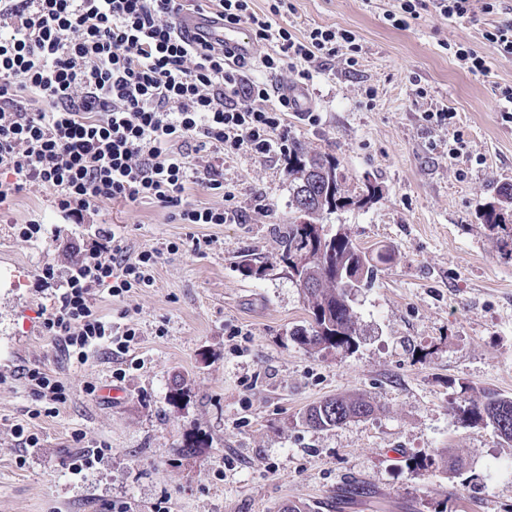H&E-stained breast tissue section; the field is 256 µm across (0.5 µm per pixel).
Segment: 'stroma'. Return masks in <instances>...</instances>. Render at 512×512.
<instances>
[{"label": "stroma", "mask_w": 512, "mask_h": 512, "mask_svg": "<svg viewBox=\"0 0 512 512\" xmlns=\"http://www.w3.org/2000/svg\"><path fill=\"white\" fill-rule=\"evenodd\" d=\"M293 5L291 31L347 29L363 47L357 69L339 56L309 82L318 125L288 117L309 153L339 163L349 196L378 188L368 204L323 217L375 259L372 284L353 297L356 346L315 351L295 340L309 316L282 259L295 216L288 165L242 154L225 159L224 182L243 223L172 224L156 204L109 205L131 251L162 250L156 283L97 300L108 319L140 331L124 379L106 349L84 365L67 361L23 326V309L47 302L37 268L66 262L71 240L50 191L31 187L0 205V512H104L113 502L130 512L163 503L170 512H512V477L494 472L512 464V442L456 412L486 390L512 397V259L480 219L512 183V124L499 108L512 56L483 37L512 21V0L463 20L430 7L405 29L386 19L398 0ZM459 45L487 57V75L460 66ZM443 108L456 114L453 130L422 119ZM456 132L465 147L453 159ZM34 216L59 228V241L18 238L15 225ZM192 236L211 237L210 249L166 253ZM29 363L65 383L57 416L30 418V388L13 375ZM112 387L122 400L105 396ZM356 395L373 402L372 416L304 423L313 404ZM16 424L38 433L41 448H22ZM103 444L104 459L72 477L65 460ZM444 455L454 471L439 468Z\"/></svg>", "instance_id": "1"}]
</instances>
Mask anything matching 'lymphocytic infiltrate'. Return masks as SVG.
Here are the masks:
<instances>
[{"mask_svg": "<svg viewBox=\"0 0 512 512\" xmlns=\"http://www.w3.org/2000/svg\"><path fill=\"white\" fill-rule=\"evenodd\" d=\"M225 22L265 47L258 61L229 64L223 47L179 35L184 0H0V203L32 186L48 189L89 245L72 244L67 265L36 272L50 303L41 332L66 358L87 363L99 347L122 358L139 330L107 320L97 293L125 299L156 282L161 252H131L109 204L149 200L174 224H238L223 159L247 153L288 159L287 98H272L255 67L296 69L309 81L336 56L359 64L356 35L336 27L288 28L292 0H210ZM192 154H185V147ZM222 195L220 206L187 199L190 185ZM45 416L67 401L56 373L18 368Z\"/></svg>", "mask_w": 512, "mask_h": 512, "instance_id": "f902f5d3", "label": "lymphocytic infiltrate"}]
</instances>
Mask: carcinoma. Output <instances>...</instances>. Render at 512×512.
<instances>
[{"label": "carcinoma", "mask_w": 512, "mask_h": 512, "mask_svg": "<svg viewBox=\"0 0 512 512\" xmlns=\"http://www.w3.org/2000/svg\"><path fill=\"white\" fill-rule=\"evenodd\" d=\"M318 168L326 170L328 174V180L319 188L321 201L303 209L301 204L306 184L314 177L312 170ZM288 174L293 182L292 205L297 217L288 224L283 261L291 268L296 256L303 253L309 260L306 275L316 282L321 276H326L318 287L302 289L311 322L309 326L297 329L295 335L300 344L311 349H350L358 336L351 293L353 289L371 282L373 258L349 234L325 233L319 220L324 214L361 204L362 200L372 198L378 188L367 186V194L361 199L347 195L346 176L339 164L326 156L310 155L300 145L288 160ZM481 217L483 223L492 229L505 231L512 223V214L504 211L500 201L487 203ZM374 411V404L363 396L334 397L310 407L305 413V421L314 427L336 426L368 417ZM460 412L462 416L480 421L497 431L501 430V423H507L509 432L504 439L512 441V398L488 390L480 400L460 408Z\"/></svg>", "instance_id": "carcinoma-1"}]
</instances>
